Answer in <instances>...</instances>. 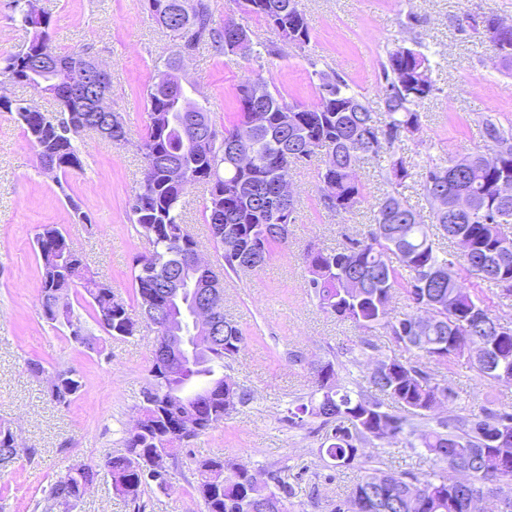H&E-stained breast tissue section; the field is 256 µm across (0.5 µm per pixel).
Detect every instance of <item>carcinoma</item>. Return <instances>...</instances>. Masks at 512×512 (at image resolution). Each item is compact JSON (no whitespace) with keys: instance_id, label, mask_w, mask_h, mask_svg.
Masks as SVG:
<instances>
[{"instance_id":"cac0c4a2","label":"carcinoma","mask_w":512,"mask_h":512,"mask_svg":"<svg viewBox=\"0 0 512 512\" xmlns=\"http://www.w3.org/2000/svg\"><path fill=\"white\" fill-rule=\"evenodd\" d=\"M233 3L237 11L260 17L281 30L290 43L301 46L310 40L309 24L297 0ZM147 4L151 17L161 28L173 32L178 43L170 51L165 69L148 89V121L140 143L144 166L139 191L131 205L137 231L153 244L152 253L135 257L131 269L140 310L150 304L158 307L166 303L169 311H176V304L166 300L165 280L196 251L194 237L182 224L183 197L188 187L168 180L170 163L183 162L197 173L195 184L203 186L206 193L204 219L215 249L224 259V271L242 270L236 262L241 252H257L267 260L277 246L288 243V236L274 230L280 218L267 210L266 201L276 193L277 171L305 161L299 156L304 141L291 139L283 128V110L293 109V127L322 149L323 167L318 177L320 202L325 209L350 212L365 201L357 167L367 159L376 161L392 187L374 204V224L367 233L346 238L341 247L331 252L307 248L304 259L309 273L308 294L323 312L350 321L363 331L372 332L380 327L389 330L413 357L404 362L392 359L389 372L370 374L371 387L399 405L404 413L394 414L375 395L340 384L336 359L328 358L312 364L314 394L318 398L299 405L288 421L303 423L307 417L320 420L324 441L319 452L338 468L344 466L347 458L356 460L361 456V447L373 440L369 430L375 421L388 425L392 437H402L413 454L420 457L426 453L432 456L434 466L444 465L442 471L421 476L411 471L364 468V475L343 499L355 507V512H468L467 494L457 486L450 463L479 472L475 485H482L488 474L496 472L500 456H512V430L506 447L495 448L491 442L498 423L512 422V411L486 408L480 416L461 415L452 408L457 399L453 391L448 416L433 417L430 405L439 393L447 390L446 379L420 364L419 359L448 369L458 357L450 349V341L467 327L474 341L497 343L504 359L502 366L508 371L505 377L477 366V376L491 384H512V334L499 341L493 338L487 322L496 315L487 298L461 285L467 278L497 288L504 281L512 282V242L506 243L502 231L504 224H512V198L502 199L491 190L502 173L512 177V126L506 128L490 115L482 120L484 136L490 139L487 149L501 153L499 167L483 165L480 152L431 161L421 167L417 176L432 212V222L422 223L399 193L412 172L396 142L420 130L418 108L434 96L438 87L423 45L401 44L388 52L382 78L387 86L399 81L402 87L384 94L381 112L374 111L343 78L329 91L318 87L316 100L310 104L290 103L277 89L268 90L266 101L261 103L268 114V124L257 130L249 129L248 77L237 87L236 121L222 132L215 128L207 106L194 102L207 120L202 137L217 140L244 134L246 149L261 160L259 165H232L219 145L211 150L185 144L179 115H173L170 121L165 119L174 102L163 87L174 78L175 57L185 39H194L196 51L206 49L221 55L234 50L245 28L224 30L212 26L211 0H147ZM14 10L29 31V39L0 68V77L52 98L57 105V120H49L40 111L28 112L27 105L2 96L0 109L16 114L36 148L38 160H43L49 150L61 147L73 159L75 169L80 170V152L66 135L69 111L83 116L85 126L94 128L109 125V113L80 111L79 105L65 95L66 86L51 83L43 64L47 57L74 65L88 55V50L57 51L49 13L42 12L40 18L29 17L21 0H14ZM494 19L493 15L470 16L459 21V26L467 25L484 35L491 49L506 51L502 67L511 71L512 37L495 38L480 28V24ZM461 194L484 207L485 215L473 218L457 211L456 198ZM456 235L469 237L472 244L471 253L459 259L438 246V240ZM59 237L63 239L65 235L52 226L43 227L36 236L42 318L54 324L60 314L85 325L75 311L69 291L54 287L55 278L64 280L70 276L89 297L87 303L98 327L114 338L134 336L137 325L126 304H112V287L91 274L85 255L73 251V266L62 267L54 261L50 249ZM393 255L398 257L399 264H393ZM450 263L457 267L453 281L441 275ZM145 268L151 274H144ZM349 278L366 284L364 297L352 302L344 297L343 284ZM396 291L405 298L407 311L393 319L389 317V305ZM428 306L433 307L436 329L418 342L406 340L411 321ZM243 343L241 329L226 317L214 346L195 357L192 365L182 371L181 378L163 384L155 369H150L149 386L157 388V395L140 406V419L124 439V452L107 457L101 464L111 476L116 494L137 512L142 508V492L150 484L147 472L177 468L184 442L215 428L225 416L249 403L250 393L240 387L234 401L228 402V376L219 374V369L231 367ZM52 376L57 384L56 390H48L49 396L65 407L80 391L81 377L65 367L54 369ZM37 453L35 448L16 445L13 432L0 426V462L11 463L21 456L31 459ZM191 466L205 512H295L294 486L276 470L265 472V478L256 481L252 470L236 465L226 456L194 458ZM98 474L90 465L68 470L50 484L36 508L41 512H61L64 502L79 499L81 488L92 484Z\"/></svg>"}]
</instances>
